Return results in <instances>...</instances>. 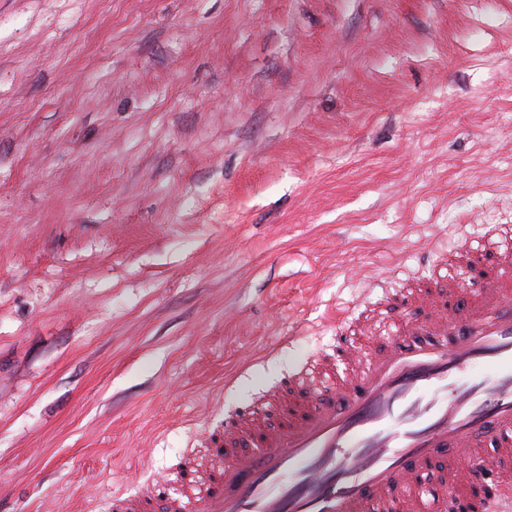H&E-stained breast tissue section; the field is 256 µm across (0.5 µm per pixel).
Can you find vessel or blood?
<instances>
[{"instance_id": "1", "label": "vessel or blood", "mask_w": 512, "mask_h": 512, "mask_svg": "<svg viewBox=\"0 0 512 512\" xmlns=\"http://www.w3.org/2000/svg\"><path fill=\"white\" fill-rule=\"evenodd\" d=\"M376 338L363 349L355 335ZM512 512V227L336 321V341L116 512Z\"/></svg>"}]
</instances>
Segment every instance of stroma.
Listing matches in <instances>:
<instances>
[{
  "label": "stroma",
  "instance_id": "stroma-1",
  "mask_svg": "<svg viewBox=\"0 0 512 512\" xmlns=\"http://www.w3.org/2000/svg\"><path fill=\"white\" fill-rule=\"evenodd\" d=\"M498 224L512 0H0V512H110Z\"/></svg>",
  "mask_w": 512,
  "mask_h": 512
}]
</instances>
